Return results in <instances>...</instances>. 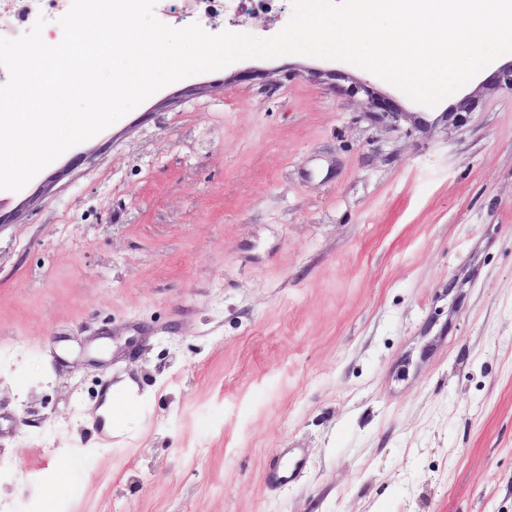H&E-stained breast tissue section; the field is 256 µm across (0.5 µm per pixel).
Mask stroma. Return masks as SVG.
I'll return each mask as SVG.
<instances>
[{
	"label": "stroma",
	"instance_id": "stroma-1",
	"mask_svg": "<svg viewBox=\"0 0 512 512\" xmlns=\"http://www.w3.org/2000/svg\"><path fill=\"white\" fill-rule=\"evenodd\" d=\"M511 63L426 106L241 59L1 192L0 512H512ZM353 94H358L359 92H363L367 96V101L369 107L372 111H380V112H370L373 114H378L382 117H391L397 118L399 113L396 108L391 105L389 102L385 101L374 95V92L370 90L369 86L366 84H356L351 87L350 90ZM152 396L147 393H139L138 387L126 380L112 387V393L107 401L112 409V417L107 421L106 428L115 436L124 433L128 418L134 414H140L144 405Z\"/></svg>",
	"mask_w": 512,
	"mask_h": 512
}]
</instances>
